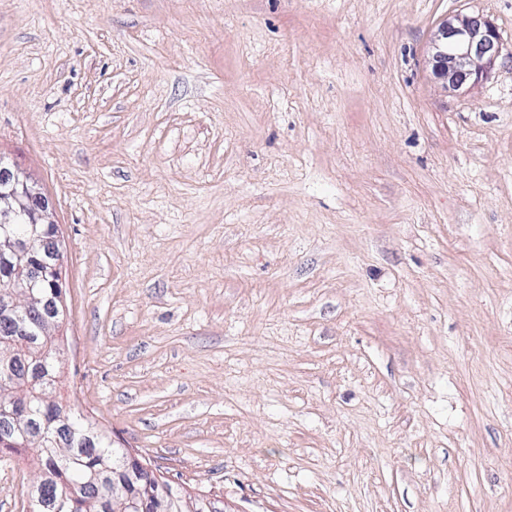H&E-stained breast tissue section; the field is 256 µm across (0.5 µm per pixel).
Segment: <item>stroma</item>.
<instances>
[{
	"label": "stroma",
	"mask_w": 512,
	"mask_h": 512,
	"mask_svg": "<svg viewBox=\"0 0 512 512\" xmlns=\"http://www.w3.org/2000/svg\"><path fill=\"white\" fill-rule=\"evenodd\" d=\"M0 158L113 447L222 512H512V0H0ZM500 52L499 32L487 16L457 14L438 25L428 63L447 88L459 90L486 77ZM2 164L1 159L0 225L24 221L29 228L25 234L1 235L0 275L16 276L18 283H35L58 269L61 275V236L48 198L27 174Z\"/></svg>",
	"instance_id": "stroma-1"
}]
</instances>
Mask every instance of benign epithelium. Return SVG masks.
<instances>
[{"instance_id": "obj_1", "label": "benign epithelium", "mask_w": 512, "mask_h": 512, "mask_svg": "<svg viewBox=\"0 0 512 512\" xmlns=\"http://www.w3.org/2000/svg\"><path fill=\"white\" fill-rule=\"evenodd\" d=\"M501 43L494 23L484 14H457L442 21L434 34L428 63L446 86L459 90L487 76L499 57ZM24 222L28 231L0 236V275L35 283L61 265V236L51 219L48 198L28 175L0 168V225ZM18 293L0 295V321L22 319Z\"/></svg>"}]
</instances>
